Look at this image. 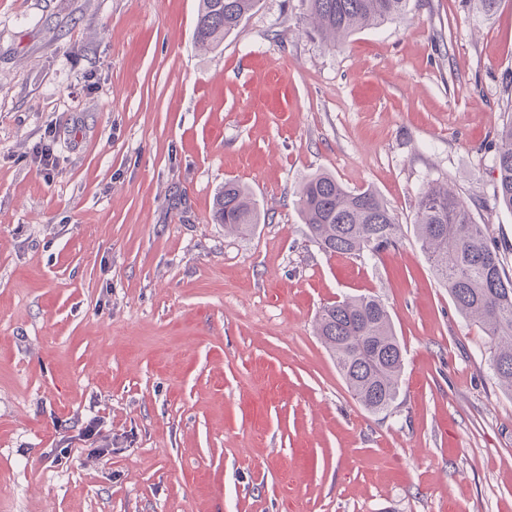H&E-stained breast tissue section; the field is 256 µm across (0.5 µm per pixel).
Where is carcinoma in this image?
Masks as SVG:
<instances>
[{"label":"carcinoma","mask_w":512,"mask_h":512,"mask_svg":"<svg viewBox=\"0 0 512 512\" xmlns=\"http://www.w3.org/2000/svg\"><path fill=\"white\" fill-rule=\"evenodd\" d=\"M306 20L334 44L352 32L402 15L409 0H304ZM257 0H199L195 43L218 45L235 31ZM495 200L512 213V118L503 124L495 161ZM298 205L313 241L323 253L375 256L397 244L393 211L371 188L350 190L329 174L307 178ZM213 219L231 232L247 233L258 223L251 194L228 181L216 197ZM414 231L448 296L464 318L479 324L490 340V369L512 393V277L484 225L448 183L428 186L416 204ZM315 334L329 351L347 386L369 412L388 411L399 393L403 354L389 312L371 294L323 306Z\"/></svg>","instance_id":"cac0c4a2"}]
</instances>
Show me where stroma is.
<instances>
[{
	"instance_id": "obj_1",
	"label": "stroma",
	"mask_w": 512,
	"mask_h": 512,
	"mask_svg": "<svg viewBox=\"0 0 512 512\" xmlns=\"http://www.w3.org/2000/svg\"><path fill=\"white\" fill-rule=\"evenodd\" d=\"M198 4L0 0V512H512V393L413 232L451 183L512 275V0H410L336 46L258 0L207 50ZM317 173L378 191L396 246L324 254ZM228 180L248 234L213 220ZM364 293L404 349L380 414L314 331ZM93 418L109 454L74 440ZM495 169V200L499 206L512 213V118L500 130ZM213 219L225 230L244 234L258 224L259 212L251 194L238 182L228 181L216 197Z\"/></svg>"
}]
</instances>
